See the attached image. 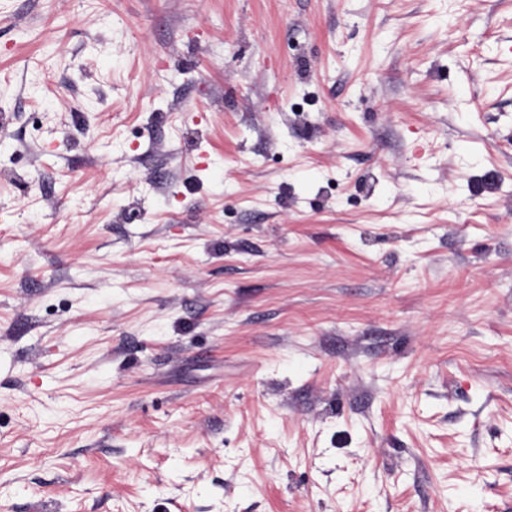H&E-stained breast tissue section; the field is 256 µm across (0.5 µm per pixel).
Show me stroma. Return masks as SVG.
Instances as JSON below:
<instances>
[{
  "mask_svg": "<svg viewBox=\"0 0 512 512\" xmlns=\"http://www.w3.org/2000/svg\"><path fill=\"white\" fill-rule=\"evenodd\" d=\"M0 512H512V0H0Z\"/></svg>",
  "mask_w": 512,
  "mask_h": 512,
  "instance_id": "35a3bbf8",
  "label": "stroma"
}]
</instances>
